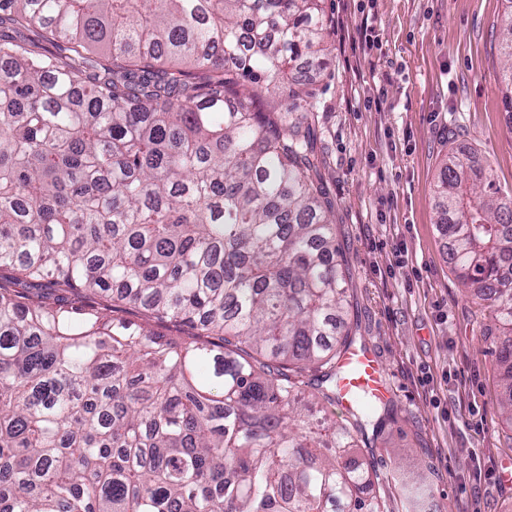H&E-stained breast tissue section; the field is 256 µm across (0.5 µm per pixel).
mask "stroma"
Listing matches in <instances>:
<instances>
[{
  "label": "stroma",
  "instance_id": "stroma-1",
  "mask_svg": "<svg viewBox=\"0 0 512 512\" xmlns=\"http://www.w3.org/2000/svg\"><path fill=\"white\" fill-rule=\"evenodd\" d=\"M503 0H324L325 70L309 71L316 148L336 203V246L356 344L382 364L397 422L374 441L380 473L432 491L429 512H512V424L487 308L465 297L436 219L449 146L512 194L499 46ZM372 22L362 54L356 31ZM404 247L395 267L393 247Z\"/></svg>",
  "mask_w": 512,
  "mask_h": 512
}]
</instances>
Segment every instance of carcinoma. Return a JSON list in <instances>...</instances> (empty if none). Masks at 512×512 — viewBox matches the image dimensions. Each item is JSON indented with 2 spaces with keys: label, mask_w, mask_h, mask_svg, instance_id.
<instances>
[{
  "label": "carcinoma",
  "mask_w": 512,
  "mask_h": 512,
  "mask_svg": "<svg viewBox=\"0 0 512 512\" xmlns=\"http://www.w3.org/2000/svg\"><path fill=\"white\" fill-rule=\"evenodd\" d=\"M327 27L323 0H0V512H388L350 459L381 407L328 415L352 341L304 89ZM438 194L512 422V204L464 153Z\"/></svg>",
  "instance_id": "carcinoma-1"
}]
</instances>
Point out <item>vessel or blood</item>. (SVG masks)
<instances>
[{
	"mask_svg": "<svg viewBox=\"0 0 512 512\" xmlns=\"http://www.w3.org/2000/svg\"><path fill=\"white\" fill-rule=\"evenodd\" d=\"M346 372L339 395L342 408H349L358 393H366L376 400H386L390 389L382 367L369 351L349 347L339 361Z\"/></svg>",
	"mask_w": 512,
	"mask_h": 512,
	"instance_id": "1",
	"label": "vessel or blood"
}]
</instances>
